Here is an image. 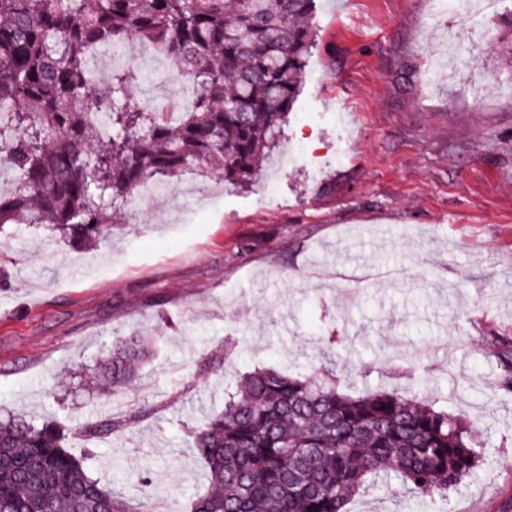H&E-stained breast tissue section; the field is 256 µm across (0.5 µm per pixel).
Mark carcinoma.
<instances>
[{
	"label": "carcinoma",
	"mask_w": 512,
	"mask_h": 512,
	"mask_svg": "<svg viewBox=\"0 0 512 512\" xmlns=\"http://www.w3.org/2000/svg\"><path fill=\"white\" fill-rule=\"evenodd\" d=\"M315 0H0V230L47 224L68 243L112 235V215L138 191L195 170L250 185L273 161L313 41ZM496 47L512 67V20ZM135 40L179 63L184 105L135 100L129 63L95 78L105 48ZM496 386L512 392V336H492ZM148 339L128 336L98 363L118 391L136 376ZM336 361L313 374L256 367L200 423L194 448L209 473L192 512H349L361 492L446 512L448 493L476 477L481 434L460 415L377 388L339 390ZM107 420L70 433L53 419L0 418V512H150L87 473L69 437L113 434Z\"/></svg>",
	"instance_id": "obj_1"
}]
</instances>
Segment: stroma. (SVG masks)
Listing matches in <instances>:
<instances>
[{"instance_id":"35a3bbf8","label":"stroma","mask_w":512,"mask_h":512,"mask_svg":"<svg viewBox=\"0 0 512 512\" xmlns=\"http://www.w3.org/2000/svg\"><path fill=\"white\" fill-rule=\"evenodd\" d=\"M434 0H315L303 91L267 184L202 192L184 173L137 201V220L76 248L46 228L0 231V416L75 427L120 422L69 448L94 478L154 512H191L209 482L191 431L257 365L306 372L327 353L344 392L385 387L487 435L475 481L448 512L512 499V394L494 385L491 336H512V71L491 18ZM461 63L428 74L449 42ZM145 100L178 99L151 51L128 49ZM153 344L129 385L94 381L117 341ZM337 335L332 348L321 339ZM412 361L395 375L387 356Z\"/></svg>"}]
</instances>
